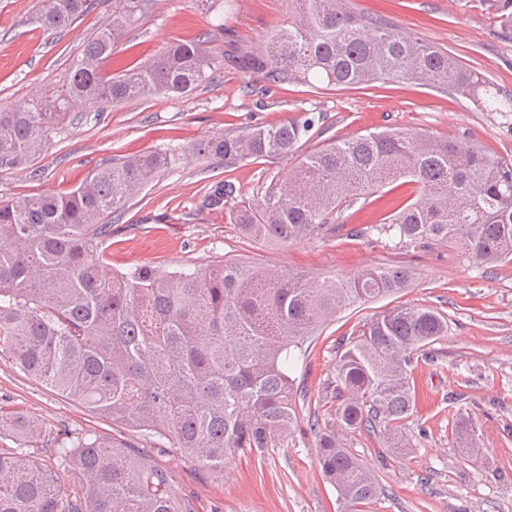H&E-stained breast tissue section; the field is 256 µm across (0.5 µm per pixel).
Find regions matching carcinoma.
<instances>
[{
	"mask_svg": "<svg viewBox=\"0 0 512 512\" xmlns=\"http://www.w3.org/2000/svg\"><path fill=\"white\" fill-rule=\"evenodd\" d=\"M159 0H40L36 21L63 32L93 10L103 21L86 38L64 80L37 97L0 108V169L27 168L73 113L155 96L187 94L224 72L214 46L224 24L112 72L114 49ZM512 31V0H493ZM287 21L236 55L242 71L270 84L291 79L356 88L380 80L452 88L475 97L480 74L448 51L386 21L350 11L341 0H288ZM224 18V0H197ZM316 116L226 132L185 148H166L98 166L68 191L0 200V359L83 405L112 425L157 439L202 463L217 483L229 456L293 446L302 389L287 359L345 309L408 287L399 264L315 280L248 262L169 272L112 269L104 253L112 223L129 202L183 159L258 163L309 141ZM401 178L420 198L364 228L345 230L338 215ZM233 187L210 188L206 208L224 210ZM239 234L293 244L319 234L372 233L391 241L448 244L463 262L512 261V164L470 142L387 127L334 139L305 156L284 180L271 179L256 202L230 214ZM448 335V317L425 306L388 308L338 347L328 420L314 419L317 459L349 512L380 495L375 476L346 445L365 430L386 447H410L403 422L416 406L411 365ZM0 512H196L176 495L149 453L93 431L52 430L0 410ZM51 443L59 469L27 449ZM76 478L62 489L61 472Z\"/></svg>",
	"mask_w": 512,
	"mask_h": 512,
	"instance_id": "carcinoma-1",
	"label": "carcinoma"
}]
</instances>
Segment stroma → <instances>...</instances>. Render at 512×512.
Returning <instances> with one entry per match:
<instances>
[{"label": "stroma", "mask_w": 512, "mask_h": 512, "mask_svg": "<svg viewBox=\"0 0 512 512\" xmlns=\"http://www.w3.org/2000/svg\"><path fill=\"white\" fill-rule=\"evenodd\" d=\"M352 11L379 17L454 55L482 74L499 98L512 97V32L501 28L488 0H346ZM37 0H0V108L41 93L59 79L102 16L92 13L63 33L34 20ZM288 0H227L224 52L270 34L286 21ZM209 19L196 0H162L130 41L128 61L167 43L193 38ZM315 114L313 138L295 153L227 167L188 162L151 182L118 223L105 252L113 269L149 265L170 271L202 268L231 257L292 270L307 277L344 276L381 263L410 268L409 288L346 309L322 326L294 362L292 376L306 391L295 448L265 456L228 458L224 480L200 478L201 464L187 454L156 448L153 438L115 427L82 405L26 377L0 360V406L73 432L91 430L151 453L170 475L173 490L192 498L197 512H344L317 462L310 415L328 416L340 338L355 337L365 320L397 305L427 306L448 317V334L434 360H418L412 378L416 406L405 421L409 449L394 454L363 432L348 446L374 472L382 492L366 512H512V263L469 266L444 245L400 247L376 237L316 236L286 246L257 244L230 224L228 210L260 197L271 176L291 174L306 154L328 140L397 127L467 140L512 162V112L489 111L454 90L412 83H375L366 89L271 85L225 62L215 83L179 97L136 100L77 115L53 135L38 158L37 174L0 171V197L68 190L110 159L228 131ZM235 193L224 211L204 208L212 184ZM415 184L396 182L346 210L350 227L378 222L416 200ZM470 424L473 448L460 447L455 424Z\"/></svg>", "instance_id": "1"}]
</instances>
